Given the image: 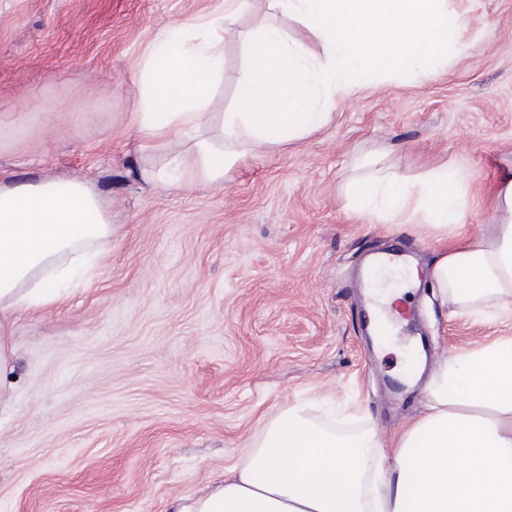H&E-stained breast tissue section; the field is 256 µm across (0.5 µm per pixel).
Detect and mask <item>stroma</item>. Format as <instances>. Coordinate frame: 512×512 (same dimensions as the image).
<instances>
[{"mask_svg":"<svg viewBox=\"0 0 512 512\" xmlns=\"http://www.w3.org/2000/svg\"><path fill=\"white\" fill-rule=\"evenodd\" d=\"M472 48L430 75L390 70L337 90L333 121L264 147L224 184L146 182L127 116L156 32L224 0H0V168L76 178L112 205L91 279L17 314L15 370L0 390V512H175L223 482L289 404L342 432L390 434L421 412L402 349L429 366L505 332L454 310L428 272L486 237L512 181V0H448ZM247 65L224 44L211 111L237 106ZM468 187L445 231L351 211L366 158ZM416 247L421 285L396 346L367 345L352 274L368 251Z\"/></svg>","mask_w":512,"mask_h":512,"instance_id":"1","label":"stroma"}]
</instances>
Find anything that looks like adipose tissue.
<instances>
[{
    "label": "adipose tissue",
    "mask_w": 512,
    "mask_h": 512,
    "mask_svg": "<svg viewBox=\"0 0 512 512\" xmlns=\"http://www.w3.org/2000/svg\"><path fill=\"white\" fill-rule=\"evenodd\" d=\"M266 7L271 19L235 37L248 70L241 112L209 107L224 78L226 22ZM293 18L322 44L310 56L283 25ZM473 24L448 0H224V15L158 31L139 68L128 115L142 149L165 155L152 182L220 185L261 147L307 137L333 119L337 88L385 69L429 71ZM350 187L358 215L448 229L467 190L440 167L418 174L363 162ZM0 384L12 372L10 316L54 304L112 235L109 206L83 181H16L0 171ZM489 236L441 254L432 271L443 298L471 315L512 320V183ZM391 456L382 465V456ZM180 512H512V333L467 347L438 366L425 409L392 436L336 434L298 403L256 435L217 485Z\"/></svg>",
    "instance_id": "1"
}]
</instances>
